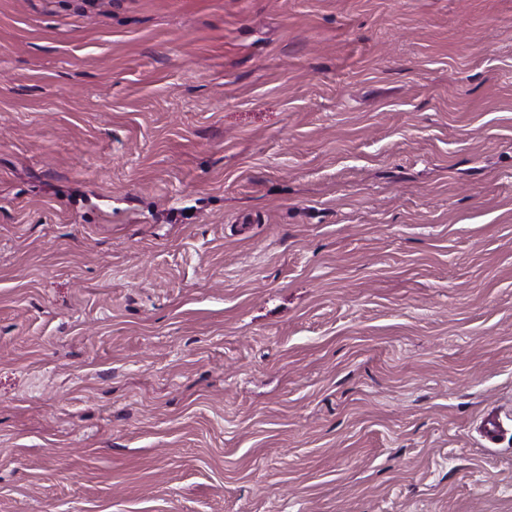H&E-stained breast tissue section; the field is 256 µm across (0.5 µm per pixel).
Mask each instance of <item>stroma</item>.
<instances>
[{
  "label": "stroma",
  "instance_id": "35a3bbf8",
  "mask_svg": "<svg viewBox=\"0 0 512 512\" xmlns=\"http://www.w3.org/2000/svg\"><path fill=\"white\" fill-rule=\"evenodd\" d=\"M0 512H512V0H0Z\"/></svg>",
  "mask_w": 512,
  "mask_h": 512
}]
</instances>
